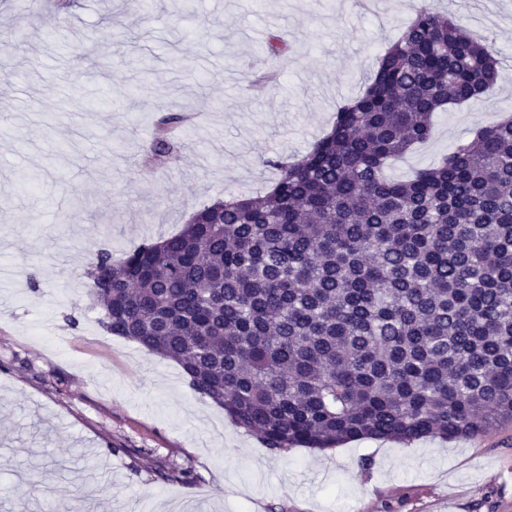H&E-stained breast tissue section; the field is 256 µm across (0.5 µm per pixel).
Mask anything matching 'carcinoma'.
<instances>
[{
  "label": "carcinoma",
  "instance_id": "carcinoma-1",
  "mask_svg": "<svg viewBox=\"0 0 512 512\" xmlns=\"http://www.w3.org/2000/svg\"><path fill=\"white\" fill-rule=\"evenodd\" d=\"M371 82L256 196L85 270L108 333L174 361L271 452L485 435L512 424V117L405 181L434 114L501 79L494 37L421 3ZM179 112L152 152L179 150ZM188 483V469L156 467Z\"/></svg>",
  "mask_w": 512,
  "mask_h": 512
}]
</instances>
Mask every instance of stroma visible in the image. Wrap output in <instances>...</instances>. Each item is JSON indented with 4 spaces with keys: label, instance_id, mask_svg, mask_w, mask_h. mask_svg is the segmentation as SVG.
Wrapping results in <instances>:
<instances>
[{
    "label": "stroma",
    "instance_id": "1",
    "mask_svg": "<svg viewBox=\"0 0 512 512\" xmlns=\"http://www.w3.org/2000/svg\"><path fill=\"white\" fill-rule=\"evenodd\" d=\"M473 35L494 33L509 72L481 100L438 113L392 161L405 179L478 124L512 114V0H432ZM0 0V512H512V425L455 441L364 440L271 453L195 394L172 361L108 334L84 286L88 257L178 233L192 214L278 177L373 76L410 0ZM280 81H247L269 31ZM151 72L137 78L141 60ZM126 102L112 110L107 100ZM192 116L176 161L149 168L157 119ZM195 474L157 477L143 449Z\"/></svg>",
    "mask_w": 512,
    "mask_h": 512
}]
</instances>
